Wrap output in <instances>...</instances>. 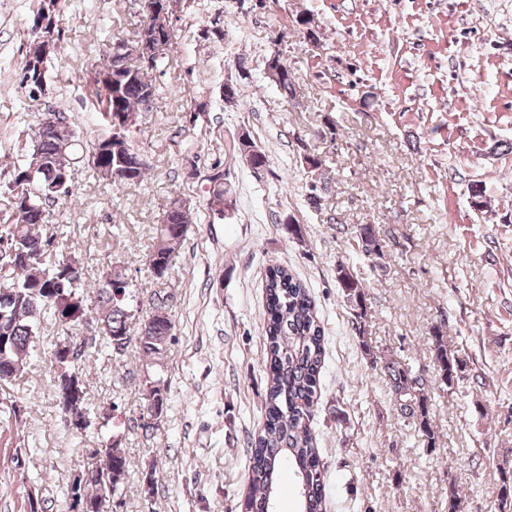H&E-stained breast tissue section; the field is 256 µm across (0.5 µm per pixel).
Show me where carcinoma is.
Returning a JSON list of instances; mask_svg holds the SVG:
<instances>
[{
    "label": "carcinoma",
    "mask_w": 512,
    "mask_h": 512,
    "mask_svg": "<svg viewBox=\"0 0 512 512\" xmlns=\"http://www.w3.org/2000/svg\"><path fill=\"white\" fill-rule=\"evenodd\" d=\"M60 0H40L33 15L30 31L40 22L47 25L42 34L60 41L61 26L52 25L59 19ZM151 30L161 39L163 48L152 66L145 67L141 58L123 39H116L105 50L102 67L112 71V83L91 79V103L99 110L110 135L122 137L112 144L102 136L84 146L65 113H59V125L54 129L37 126L27 158L13 167L7 208L0 216V379L10 381L24 370L30 344L37 335L41 319L49 317L63 333H68L86 312L87 295L80 264H66L56 257L55 241L60 238V225L49 223V208L74 195L73 172L84 164L99 182H108L104 171L131 164L139 154L130 138L131 129L139 125L142 113L149 111L156 95V85L150 71L158 59L174 44L173 21L154 20ZM48 60H36L35 65L24 61L22 84L30 88V98L41 90L37 85V69H47ZM280 78L276 87L291 97L294 74L288 63L280 61ZM303 161L313 174L308 201L319 203L325 190L321 179L319 157L306 155ZM231 189L224 184L209 193L208 208L224 214V202ZM191 218L175 203H170L155 225L148 255V268L160 280L166 277L181 245L186 239ZM355 242L361 251L377 259L384 255L381 239L370 224L355 227ZM336 282L352 304V327L359 345L373 364L377 354L367 339L368 304L362 283L344 264L336 265ZM266 306L264 336L268 386L265 398V424L250 441L252 464L249 468V492L241 503V512H270L277 488V476L293 475L298 487L300 512H325L326 483L319 466V449L312 431L313 412L321 370L325 360L324 331L315 310L309 289L287 267L271 265L265 273ZM136 284L126 272L112 276V268L102 269L96 291V314L102 347L122 355L128 345H136L159 367L167 357L174 336L170 314V296L162 292L151 298L152 314L140 322L138 335L130 334V324L136 319L138 304ZM433 358L442 385L452 387L463 360L451 348L444 336H432ZM74 343L57 340L50 349L51 366H60L57 378L77 375L79 393L78 416L93 421L87 406L86 381L77 368L79 358H87ZM391 394L397 409L410 418L426 446L436 447L438 436L429 420L427 381L413 376L411 370L393 362L384 365ZM167 405V390L158 389L147 397L140 415L141 428H152V418L160 419ZM94 470L89 478L76 486L68 484L67 496L101 504L114 497L124 486L130 462L123 448V437L117 432L99 441L94 449Z\"/></svg>",
    "instance_id": "obj_1"
}]
</instances>
